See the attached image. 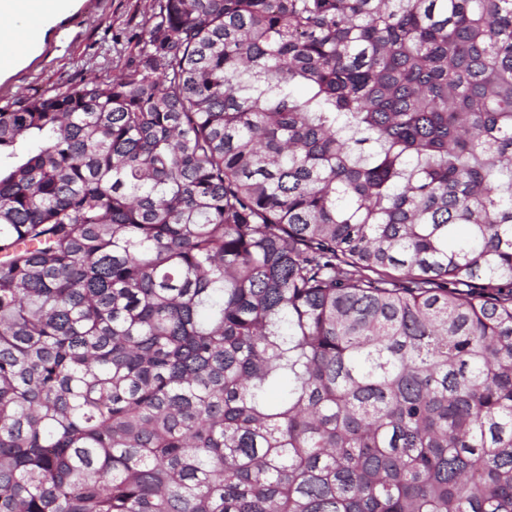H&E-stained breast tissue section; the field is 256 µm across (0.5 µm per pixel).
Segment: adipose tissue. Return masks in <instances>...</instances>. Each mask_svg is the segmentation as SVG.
Masks as SVG:
<instances>
[{"mask_svg":"<svg viewBox=\"0 0 512 512\" xmlns=\"http://www.w3.org/2000/svg\"><path fill=\"white\" fill-rule=\"evenodd\" d=\"M22 0H0V30L8 29L12 38L0 39V81L14 74L38 56L52 28L77 0H43L44 10L35 17L20 7Z\"/></svg>","mask_w":512,"mask_h":512,"instance_id":"1","label":"adipose tissue"}]
</instances>
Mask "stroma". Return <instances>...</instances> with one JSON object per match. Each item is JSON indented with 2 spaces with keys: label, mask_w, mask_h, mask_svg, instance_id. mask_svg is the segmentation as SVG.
<instances>
[{
  "label": "stroma",
  "mask_w": 512,
  "mask_h": 512,
  "mask_svg": "<svg viewBox=\"0 0 512 512\" xmlns=\"http://www.w3.org/2000/svg\"><path fill=\"white\" fill-rule=\"evenodd\" d=\"M154 0H80L57 26L40 56L0 82V108L16 101L91 81L112 79L124 67L114 43L134 52L133 37L149 16Z\"/></svg>",
  "instance_id": "1"
}]
</instances>
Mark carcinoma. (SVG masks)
<instances>
[{"mask_svg": "<svg viewBox=\"0 0 512 512\" xmlns=\"http://www.w3.org/2000/svg\"><path fill=\"white\" fill-rule=\"evenodd\" d=\"M137 47L0 108V512H512V0Z\"/></svg>", "mask_w": 512, "mask_h": 512, "instance_id": "1", "label": "carcinoma"}]
</instances>
